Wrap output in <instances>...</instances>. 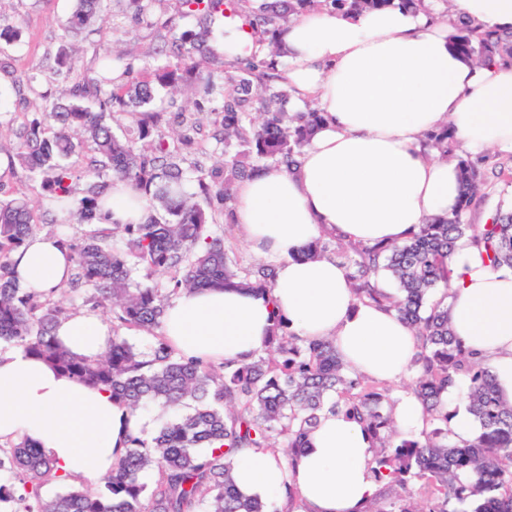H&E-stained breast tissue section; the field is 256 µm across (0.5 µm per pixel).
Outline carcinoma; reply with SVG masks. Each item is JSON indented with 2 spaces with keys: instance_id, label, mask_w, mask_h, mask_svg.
Instances as JSON below:
<instances>
[{
  "instance_id": "1",
  "label": "carcinoma",
  "mask_w": 512,
  "mask_h": 512,
  "mask_svg": "<svg viewBox=\"0 0 512 512\" xmlns=\"http://www.w3.org/2000/svg\"><path fill=\"white\" fill-rule=\"evenodd\" d=\"M107 0H77L66 36H91L105 19ZM135 16L154 20L158 0H125ZM179 14L196 26L171 42L176 59L152 69L132 85L116 84L112 74L130 73L124 55L103 43L93 45L100 72L91 77L81 61L61 51L54 80L65 83L61 95L40 96V116L15 131L12 157L41 176V187L78 224L91 230L77 240L59 235L71 251L68 291L83 292L82 302L112 305V344L99 359L74 355L53 336V327L69 309L55 293L38 294L19 285L10 256L31 234L34 201L24 193L0 198V344L46 360L61 372L112 392L134 408L159 409L164 419L148 433L130 436L129 448L102 484L73 486L44 498L41 489L65 478L27 438L0 448V512H265V505L239 493L232 480L237 455L245 450L281 448L292 461L325 412H342L373 436V475L384 483L360 512H512V403L500 400L489 370L467 352L448 325V260L456 243L467 238L495 269L512 270V210L498 209L475 228L464 215L485 195L483 169L455 153L450 127L426 134L439 156L456 161L461 193L456 211L421 226L401 244H350L333 252L324 239L305 256L344 259L356 297L382 305L415 331L418 350L411 368L413 394L426 406L428 426L417 440L395 439L396 403L389 389L353 376L329 340L300 339L276 320L264 349L248 361L201 365L182 357L158 334L165 307L180 288L245 286L262 294L275 285L271 262L243 267L229 255L224 237L213 230L216 215L233 216L235 191L262 166H291L324 121L313 108L293 114L291 91L278 75L276 35L282 24L329 7L350 13L387 7L418 8L424 0H178ZM250 29L268 47L256 60L236 52L233 35ZM19 31L0 13V49L17 41ZM455 47L480 65L512 61V30L481 33L466 23L457 27ZM39 63L14 85L16 102L25 103L42 82ZM192 83L205 96H221L220 129L224 161L211 170L193 163L207 207L183 190L187 157L202 126L187 118L176 99L156 103L154 85L174 93ZM126 112L135 119L136 148L117 137L107 115ZM263 120L255 124L249 113ZM172 113L179 129L168 132L161 117ZM82 134L93 154L85 161V189L74 190V171L64 158L74 153L72 133ZM129 182L146 194L154 214L141 224L94 223L112 180ZM167 277L168 287L147 281ZM395 284L387 292L382 276ZM138 330L153 342L140 349L121 335ZM455 390L479 423L471 441H452V417L443 396ZM155 471L152 485L142 481Z\"/></svg>"
}]
</instances>
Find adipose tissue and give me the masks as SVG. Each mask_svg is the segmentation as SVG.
Wrapping results in <instances>:
<instances>
[{"label":"adipose tissue","mask_w":512,"mask_h":512,"mask_svg":"<svg viewBox=\"0 0 512 512\" xmlns=\"http://www.w3.org/2000/svg\"><path fill=\"white\" fill-rule=\"evenodd\" d=\"M453 15L480 29H512V0H453ZM451 23L398 7L361 15L327 10L287 24L280 72L293 111L317 103L323 126L294 166L268 164L240 184L234 219L252 246L276 265L271 293L243 288L184 290L167 306L161 334L203 362L249 360L274 316L303 338L332 340L350 372L381 383L407 378L418 341L395 312L358 300L336 258L308 259L324 233L349 242L408 239L433 217L454 213L455 163L427 156L424 132L451 123L470 152H512V64L478 66L453 47ZM148 201L121 181L101 208L104 224H139ZM67 247L54 235H30L11 261L23 287L50 292L70 277ZM448 322L512 402V271L494 270L466 242L449 260ZM54 334L70 352L95 357L112 324L82 310ZM146 418L101 387L57 373L24 352H0V441L27 436L61 474L96 485L111 475L127 437ZM373 440L356 421L325 414L294 462L268 451L239 457L240 493L277 500L284 480L301 512H359L380 490L371 473Z\"/></svg>","instance_id":"obj_1"}]
</instances>
